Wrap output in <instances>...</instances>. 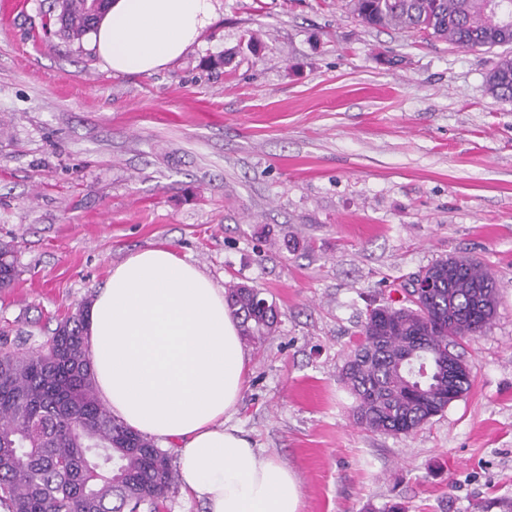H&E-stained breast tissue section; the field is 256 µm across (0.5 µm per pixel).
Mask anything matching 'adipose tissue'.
<instances>
[{"label":"adipose tissue","instance_id":"ef3b65f1","mask_svg":"<svg viewBox=\"0 0 512 512\" xmlns=\"http://www.w3.org/2000/svg\"><path fill=\"white\" fill-rule=\"evenodd\" d=\"M212 0H110L89 34L114 74H151L184 55ZM96 389L136 432L174 447L183 492L204 512H301L296 473L230 420L248 356L223 288L159 245L113 266L85 324Z\"/></svg>","mask_w":512,"mask_h":512}]
</instances>
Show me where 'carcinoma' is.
<instances>
[{"label": "carcinoma", "mask_w": 512, "mask_h": 512, "mask_svg": "<svg viewBox=\"0 0 512 512\" xmlns=\"http://www.w3.org/2000/svg\"><path fill=\"white\" fill-rule=\"evenodd\" d=\"M60 32L79 45L92 31V0H54ZM369 28L423 33L467 49L512 44V0H349ZM487 91L512 99V55L486 76ZM425 271L444 278L422 306L383 307L364 321L341 378L354 397L353 423L407 435L442 414L448 388L471 382L450 347L484 333L497 310V281L481 263L450 256ZM17 276L12 244L0 243V288ZM241 338L260 344L278 310L262 309L252 288H227ZM89 304L58 323L47 346L0 353V512H159L178 474L171 456L117 420L101 402L84 342ZM457 365L448 384V360Z\"/></svg>", "instance_id": "obj_1"}]
</instances>
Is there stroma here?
<instances>
[{
	"mask_svg": "<svg viewBox=\"0 0 512 512\" xmlns=\"http://www.w3.org/2000/svg\"><path fill=\"white\" fill-rule=\"evenodd\" d=\"M197 44L115 75L52 0L0 25V289L8 350L44 346L113 265L165 245L275 301L233 423L297 474L301 512L512 502V102L505 49L364 26L347 0H215ZM448 256L498 282L468 391L409 435L353 424L340 380L368 308ZM487 91L495 98L512 99V55L500 58L486 76ZM17 276L15 251L12 244L0 243V288H9Z\"/></svg>",
	"mask_w": 512,
	"mask_h": 512,
	"instance_id": "stroma-1",
	"label": "stroma"
}]
</instances>
